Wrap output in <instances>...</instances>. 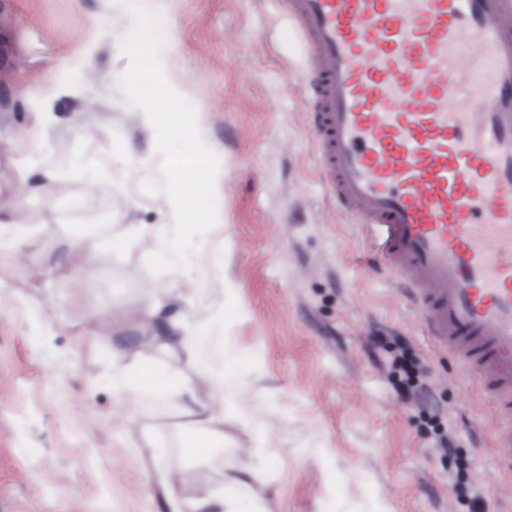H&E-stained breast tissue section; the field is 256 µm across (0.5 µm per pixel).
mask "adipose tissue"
Here are the masks:
<instances>
[{
  "instance_id": "1",
  "label": "adipose tissue",
  "mask_w": 512,
  "mask_h": 512,
  "mask_svg": "<svg viewBox=\"0 0 512 512\" xmlns=\"http://www.w3.org/2000/svg\"><path fill=\"white\" fill-rule=\"evenodd\" d=\"M112 390L119 396L140 399L144 393L177 407L192 423L205 429L209 443L194 446L197 456L208 455L212 443L224 441V419L214 412L213 401L197 396L193 383L180 373L160 364L138 362L112 374ZM156 484L165 495L169 512H198L203 505L217 504L221 512H266L252 486L237 475L228 474L215 489H203L199 499L184 498L171 472L160 473Z\"/></svg>"
}]
</instances>
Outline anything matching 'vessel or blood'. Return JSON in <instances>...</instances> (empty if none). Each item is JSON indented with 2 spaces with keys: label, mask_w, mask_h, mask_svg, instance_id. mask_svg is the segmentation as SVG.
Masks as SVG:
<instances>
[{
  "label": "vessel or blood",
  "mask_w": 512,
  "mask_h": 512,
  "mask_svg": "<svg viewBox=\"0 0 512 512\" xmlns=\"http://www.w3.org/2000/svg\"><path fill=\"white\" fill-rule=\"evenodd\" d=\"M324 186L512 447V0H275Z\"/></svg>",
  "instance_id": "obj_1"
}]
</instances>
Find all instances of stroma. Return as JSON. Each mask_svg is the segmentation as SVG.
Here are the masks:
<instances>
[{
    "label": "stroma",
    "mask_w": 512,
    "mask_h": 512,
    "mask_svg": "<svg viewBox=\"0 0 512 512\" xmlns=\"http://www.w3.org/2000/svg\"><path fill=\"white\" fill-rule=\"evenodd\" d=\"M168 79L196 107L220 159L218 221L192 268L152 273L144 256L164 195L142 189L162 158L144 114L118 87L132 24L122 0H0V203L22 198L28 238L0 248V512H167L149 483L181 478L184 497L241 474L269 512H472L463 473L488 512H512V456L492 444L490 408L455 359L436 350L364 229L324 191L301 78L306 50L274 0H164ZM94 47L93 67L81 65ZM58 117L45 145L27 132L39 104ZM112 172L107 238L87 235L75 202ZM82 235L79 276L57 257ZM161 299L195 347L147 345ZM406 336L432 366L431 394L458 441L442 458L401 400L374 331ZM236 367L215 406L226 441L204 442L176 408L118 398L112 372L159 360L194 382L203 352Z\"/></svg>",
    "instance_id": "stroma-1"
}]
</instances>
